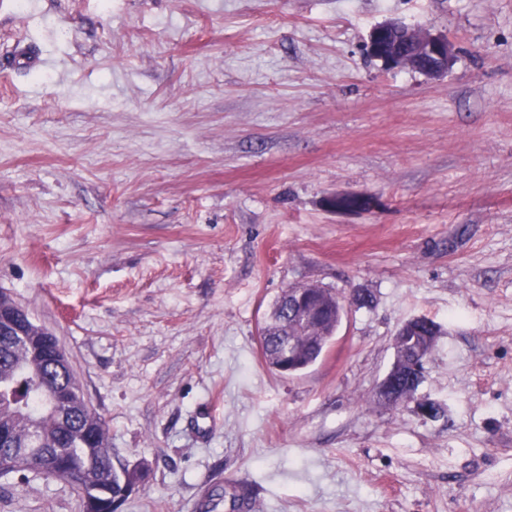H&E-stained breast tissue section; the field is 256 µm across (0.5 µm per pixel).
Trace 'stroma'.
Listing matches in <instances>:
<instances>
[{"label": "stroma", "instance_id": "obj_1", "mask_svg": "<svg viewBox=\"0 0 512 512\" xmlns=\"http://www.w3.org/2000/svg\"><path fill=\"white\" fill-rule=\"evenodd\" d=\"M392 20L448 73L368 58ZM298 285L345 312L283 377ZM0 293L149 465L119 512H512V0H0ZM423 316L437 421L373 398ZM0 512L81 508L10 474ZM395 27L404 29L405 43L391 47L386 36ZM366 49L374 59L430 76L446 73L454 58V48L445 35L424 27L411 28L396 21L375 26L370 31ZM357 198L359 199L358 205H347L348 201ZM369 199V204L364 205L363 201ZM327 206L332 209L336 210V212H359V211H367L371 209L374 205V201L371 197L362 194V193H347V194H336L333 196H330L326 200ZM290 312V302L288 303V300L279 296L272 306L269 319L265 322L266 325L272 321L266 328L269 334L268 338L265 340V330L259 335L261 342L265 340L262 356L266 364L279 374V369L286 361L284 358L285 345L288 344V367L282 370V375L285 376L297 374L302 368L299 356V339L297 337L288 338V336L298 335L301 332L299 327L291 325Z\"/></svg>", "mask_w": 512, "mask_h": 512}]
</instances>
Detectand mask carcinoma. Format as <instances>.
<instances>
[{"mask_svg": "<svg viewBox=\"0 0 512 512\" xmlns=\"http://www.w3.org/2000/svg\"><path fill=\"white\" fill-rule=\"evenodd\" d=\"M291 305L278 297L269 315L268 338L262 356L279 371L285 362L288 337L301 329L291 325ZM338 307L320 309L305 336L304 359L314 362L336 333ZM45 339L30 336L15 349L14 359L0 361V425L8 428L10 442L0 447V465L6 474H29L46 480L85 481L77 492L82 512H108L116 499L149 476L146 467H116L108 456V428L101 418L79 413V393L68 372L50 369Z\"/></svg>", "mask_w": 512, "mask_h": 512, "instance_id": "1", "label": "carcinoma"}]
</instances>
